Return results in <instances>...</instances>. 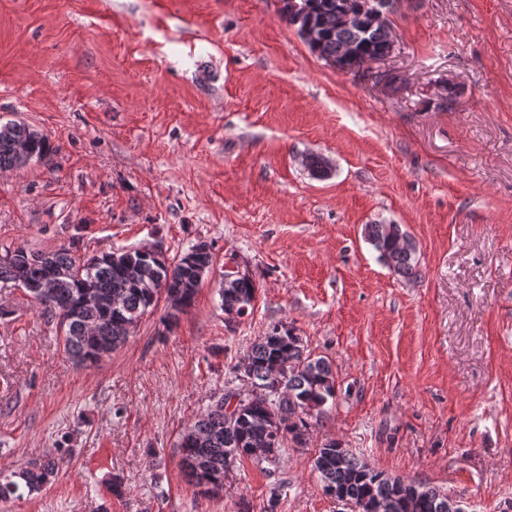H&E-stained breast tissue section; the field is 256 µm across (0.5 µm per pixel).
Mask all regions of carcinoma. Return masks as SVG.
Returning a JSON list of instances; mask_svg holds the SVG:
<instances>
[{
  "label": "carcinoma",
  "mask_w": 512,
  "mask_h": 512,
  "mask_svg": "<svg viewBox=\"0 0 512 512\" xmlns=\"http://www.w3.org/2000/svg\"><path fill=\"white\" fill-rule=\"evenodd\" d=\"M344 0H296L299 9L285 12L288 23L300 27L298 17L322 25L312 51L325 60L342 56L353 49L359 58L385 56L391 47L392 32L387 27L359 29L339 21L337 12ZM29 145L30 154L22 156L17 144ZM49 155L47 137L21 121L0 124V169L43 161ZM305 167L317 177L329 175V163L310 155ZM364 237L379 257L398 274L418 275L417 248L399 224H367ZM193 261L179 257L168 260L139 248L104 253L89 258L76 256L62 247L49 253L50 262L40 254L18 248L0 256V282L25 289L43 313L57 320L65 348L77 360L94 364L122 344L144 315L165 298L177 311L192 304L206 272L213 266L209 248L192 246ZM55 281L53 288L42 284ZM256 282L245 274H224L221 301L224 314L244 317L256 298ZM93 293L118 302L121 317L106 320L85 300ZM237 377L247 381L254 393L252 405L237 418L224 410L225 399L241 391L227 390L198 416L181 437V462L191 466L183 470L201 492L216 495L224 488V478L236 463L251 459L275 465L285 445H305L313 419L325 412V405L336 396V375L330 362L317 357L303 339L288 325L273 327L234 366ZM280 415L281 432L269 430L270 412ZM338 444H321L315 452L313 470L318 474L325 494L339 500L365 506L378 502L393 505L389 512H439L445 491L424 486L415 496L412 483L377 469H368L363 458ZM59 461L48 455L35 460L17 474V479L0 480V498L15 494L24 486L29 492L40 490L57 473Z\"/></svg>",
  "instance_id": "carcinoma-1"
}]
</instances>
